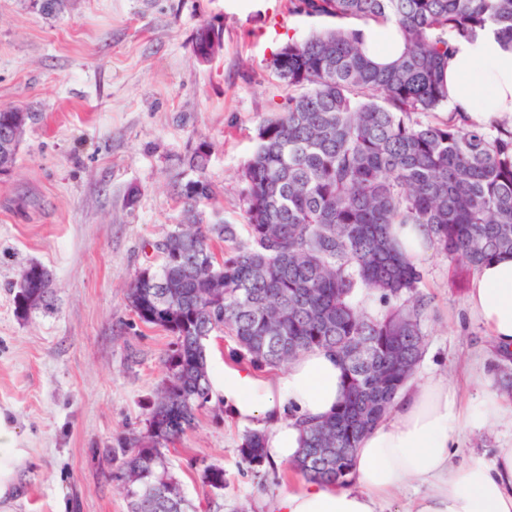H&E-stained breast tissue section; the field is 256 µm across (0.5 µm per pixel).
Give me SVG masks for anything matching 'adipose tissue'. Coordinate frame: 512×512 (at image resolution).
<instances>
[{"label": "adipose tissue", "instance_id": "obj_1", "mask_svg": "<svg viewBox=\"0 0 512 512\" xmlns=\"http://www.w3.org/2000/svg\"><path fill=\"white\" fill-rule=\"evenodd\" d=\"M447 79L449 109L480 125L512 122V48L494 25L457 42ZM467 302L497 350L512 352V254L476 270ZM207 375L212 399L232 419L262 427L266 462L275 466L295 459L301 420L331 415L344 392L340 362L322 350L301 354L276 375L212 356ZM504 410L492 389L472 408L447 379L408 382L388 416L362 437L347 484L300 481L279 493L271 512H382L408 481L422 490L412 512H512V448L498 449L493 461L474 457L460 466L450 451L461 428L487 425Z\"/></svg>", "mask_w": 512, "mask_h": 512}]
</instances>
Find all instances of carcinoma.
<instances>
[{
    "instance_id": "obj_1",
    "label": "carcinoma",
    "mask_w": 512,
    "mask_h": 512,
    "mask_svg": "<svg viewBox=\"0 0 512 512\" xmlns=\"http://www.w3.org/2000/svg\"><path fill=\"white\" fill-rule=\"evenodd\" d=\"M290 3L293 13L331 24L288 40L268 61L288 102L259 122L239 172L247 241L231 224L197 218L215 198L201 144L187 157L198 176L181 189L188 228L155 244L159 264L141 270L127 292L141 322L174 338L144 428L103 451L119 461L128 512H197L169 490L180 481L167 452L210 403L206 337L227 333L236 353L264 371L312 350L336 356L347 378L343 399L306 426L292 468L324 486L345 485L362 434L384 419L424 351L423 272L398 249L393 225H423L438 255L473 270L512 254V127L427 119L447 107L455 41L492 23L512 44V0ZM387 23L402 49L379 63L364 29ZM217 241L232 251L218 257ZM50 281L40 264L21 270L18 315L47 302ZM366 297L380 309H367ZM362 341L365 356L346 358ZM238 456L258 471L263 433L243 434ZM201 481L224 488V469L204 467Z\"/></svg>"
}]
</instances>
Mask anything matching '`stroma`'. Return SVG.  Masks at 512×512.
Returning <instances> with one entry per match:
<instances>
[{
    "label": "stroma",
    "mask_w": 512,
    "mask_h": 512,
    "mask_svg": "<svg viewBox=\"0 0 512 512\" xmlns=\"http://www.w3.org/2000/svg\"><path fill=\"white\" fill-rule=\"evenodd\" d=\"M222 46L199 62L196 28ZM289 0H68L57 17L33 0H0V109L32 112L13 170L0 176V421L14 435L12 487L0 512H128L103 449L144 426L173 337L142 323L126 293L157 265V241L184 225L185 158L205 145L215 200L204 222L246 240L238 173L258 122L288 95L268 69L287 38L324 27ZM52 274L50 306L15 311L23 267ZM428 304L418 374L447 375L478 404L502 358L467 304L473 273L440 255L423 264ZM244 429L223 409L202 411L167 454L200 512H269L297 483L290 465L242 466ZM512 447V415L455 439L453 461L492 460ZM224 470L204 487L195 460Z\"/></svg>",
    "instance_id": "obj_1"
}]
</instances>
